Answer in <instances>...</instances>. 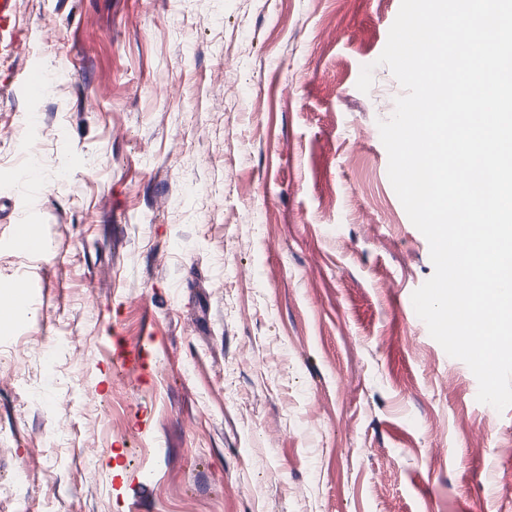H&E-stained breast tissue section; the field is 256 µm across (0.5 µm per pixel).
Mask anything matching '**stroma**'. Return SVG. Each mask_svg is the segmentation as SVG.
<instances>
[{
    "mask_svg": "<svg viewBox=\"0 0 512 512\" xmlns=\"http://www.w3.org/2000/svg\"><path fill=\"white\" fill-rule=\"evenodd\" d=\"M18 5L0 127L47 134L0 140V512H512V407L411 301L400 0ZM30 66L66 87L29 97Z\"/></svg>",
    "mask_w": 512,
    "mask_h": 512,
    "instance_id": "1",
    "label": "stroma"
}]
</instances>
